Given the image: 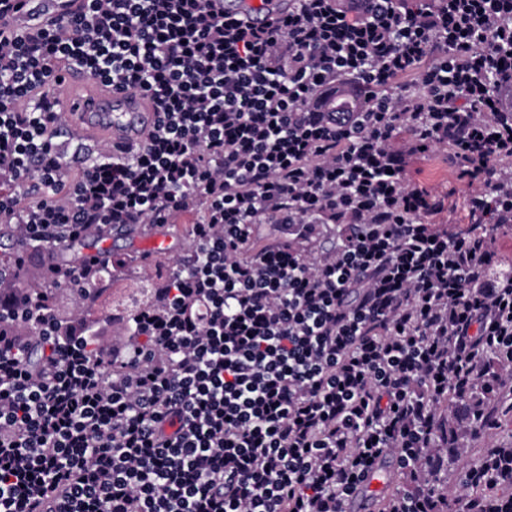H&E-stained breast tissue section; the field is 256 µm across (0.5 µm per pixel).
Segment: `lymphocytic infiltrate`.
<instances>
[{
  "instance_id": "lymphocytic-infiltrate-1",
  "label": "lymphocytic infiltrate",
  "mask_w": 512,
  "mask_h": 512,
  "mask_svg": "<svg viewBox=\"0 0 512 512\" xmlns=\"http://www.w3.org/2000/svg\"><path fill=\"white\" fill-rule=\"evenodd\" d=\"M24 2L0 0V223L24 248L0 267V512H343L385 454L431 479L384 512H439L441 404L474 395L478 431L512 408V275L482 229L512 224V0H295L265 27L224 0H77L17 29ZM75 66L146 100L142 144L81 141ZM344 88L362 107L325 111ZM435 147L466 230L410 175ZM186 216L189 255L103 343L115 262L60 250ZM506 482L512 448L487 449L462 512H512Z\"/></svg>"
}]
</instances>
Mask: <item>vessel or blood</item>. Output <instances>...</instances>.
Listing matches in <instances>:
<instances>
[{"mask_svg":"<svg viewBox=\"0 0 512 512\" xmlns=\"http://www.w3.org/2000/svg\"><path fill=\"white\" fill-rule=\"evenodd\" d=\"M224 9L239 14L250 23L261 25L279 14L287 13L288 0H224ZM60 105L76 115L86 136L108 132L113 149L140 143L155 121V114L138 97L111 92L99 95H65ZM173 237L164 228L153 226L148 237L138 244L141 253H165L172 248ZM107 250L102 237L94 236L78 242L74 252L77 264L101 258ZM390 480L385 459H378L361 482L358 491L347 500L346 512H372L373 500L384 494Z\"/></svg>","mask_w":512,"mask_h":512,"instance_id":"b4317fda","label":"vessel or blood"}]
</instances>
